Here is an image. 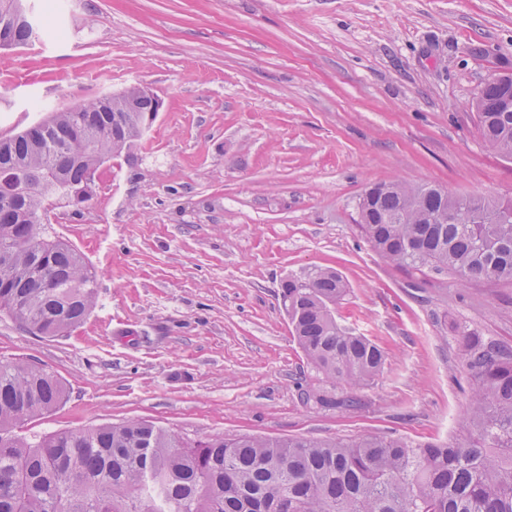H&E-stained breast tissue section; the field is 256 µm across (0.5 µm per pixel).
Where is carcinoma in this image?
Instances as JSON below:
<instances>
[{"label":"carcinoma","mask_w":512,"mask_h":512,"mask_svg":"<svg viewBox=\"0 0 512 512\" xmlns=\"http://www.w3.org/2000/svg\"><path fill=\"white\" fill-rule=\"evenodd\" d=\"M37 24L7 30L26 45ZM47 118L54 127L36 139L24 129L0 139L10 176L23 190L0 203V312L43 336L78 326L95 304L97 274L84 255L49 234L50 200L76 203L90 196L87 172L121 154L112 140L139 132L153 100L137 101L138 115L118 99L95 96ZM487 145L512 160V112L478 113ZM374 201L359 204L361 231L398 268L447 270L462 282L512 280V202L448 192L452 218L430 223L420 207L429 184L379 183ZM347 285L331 269L308 284L283 283L280 300L305 358L332 382L356 386L379 376L381 348L342 330L332 308ZM460 355L474 394L476 429L446 446L411 445L402 438L364 435L351 440L302 436L268 439L216 436L179 442L147 420L60 430L30 439L18 429L63 402L66 387L46 369L17 361L0 365V512H512V349L464 329Z\"/></svg>","instance_id":"obj_1"}]
</instances>
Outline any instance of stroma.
Returning a JSON list of instances; mask_svg holds the SVG:
<instances>
[{
  "mask_svg": "<svg viewBox=\"0 0 512 512\" xmlns=\"http://www.w3.org/2000/svg\"><path fill=\"white\" fill-rule=\"evenodd\" d=\"M57 28L0 49V136L131 86L163 101L129 154L47 226L98 275L64 337L0 315V363L55 373L68 396L26 436L148 420L216 435L449 442L472 429L468 327L512 347V282L404 271L358 227L376 182L512 199V160L475 99L512 76V0H31ZM333 267L345 331L386 352L351 387L307 363L281 284ZM331 391L337 406L304 403Z\"/></svg>",
  "mask_w": 512,
  "mask_h": 512,
  "instance_id": "stroma-1",
  "label": "stroma"
}]
</instances>
